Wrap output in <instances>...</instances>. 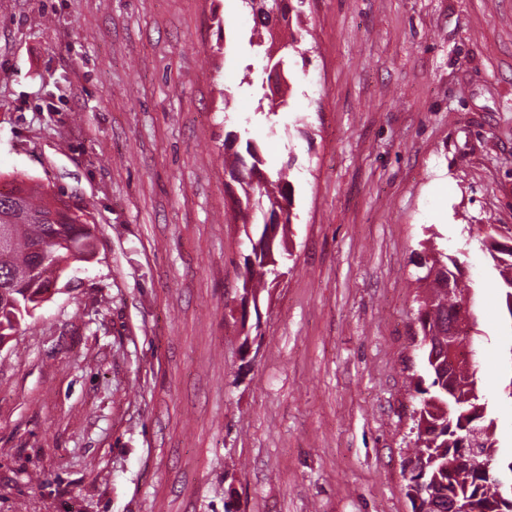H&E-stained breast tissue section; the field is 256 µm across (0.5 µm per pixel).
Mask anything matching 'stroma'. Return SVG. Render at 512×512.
<instances>
[{"label": "stroma", "mask_w": 512, "mask_h": 512, "mask_svg": "<svg viewBox=\"0 0 512 512\" xmlns=\"http://www.w3.org/2000/svg\"><path fill=\"white\" fill-rule=\"evenodd\" d=\"M278 133L238 103L240 0H0V177L84 209L97 256L0 350V512H413V259L463 253L512 453V319L476 237L512 226V0H307ZM289 167V272L250 252L224 138Z\"/></svg>", "instance_id": "obj_1"}]
</instances>
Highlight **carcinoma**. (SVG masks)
<instances>
[{
    "instance_id": "obj_1",
    "label": "carcinoma",
    "mask_w": 512,
    "mask_h": 512,
    "mask_svg": "<svg viewBox=\"0 0 512 512\" xmlns=\"http://www.w3.org/2000/svg\"><path fill=\"white\" fill-rule=\"evenodd\" d=\"M252 14L269 27L272 15L285 10L283 0H241ZM301 16L297 7L286 9ZM263 67L255 112L266 115L287 107L276 100L281 85L269 87L272 75L289 71L290 60L299 53L298 38L275 44L256 43ZM269 110H263V102ZM246 155L232 153L230 177L239 184L235 199L237 215L248 241L263 242L269 220L281 218L282 234L274 237L279 262L288 260L290 224L294 197L287 171L272 175L251 139H246ZM26 181L13 177L0 186V225H16L10 242L0 249V342L15 335L22 321L38 309L43 286L64 277L78 262H87L96 247L95 226L73 212L61 194L38 191ZM479 248L498 271V288L512 320V227L485 224L478 238ZM416 263L425 271L416 277L423 295L418 298L417 322L425 357L428 386L417 378L420 395L414 411L411 433L415 456L409 460V488L414 512H448L453 499L461 512H512V457L499 456L492 417L493 405L482 393L476 369L479 335L476 321L466 307L471 283L464 281V266L456 254L436 246L417 255ZM241 297L251 298L258 309L261 292L268 279L281 274L280 267L264 262V253L251 249L244 258ZM467 329L455 339L456 364L448 366V325Z\"/></svg>"
}]
</instances>
